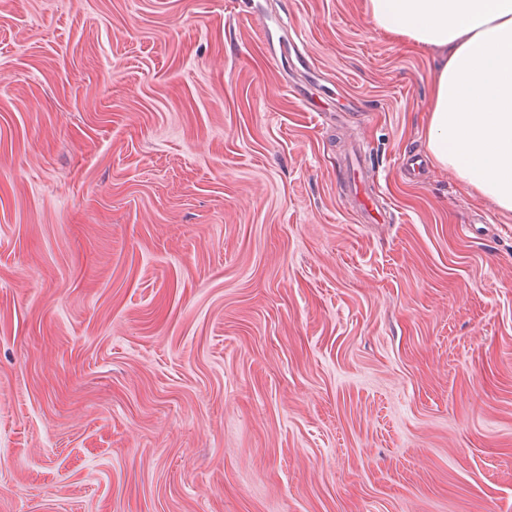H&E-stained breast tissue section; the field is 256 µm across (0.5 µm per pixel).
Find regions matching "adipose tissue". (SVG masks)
Returning a JSON list of instances; mask_svg holds the SVG:
<instances>
[{"mask_svg":"<svg viewBox=\"0 0 512 512\" xmlns=\"http://www.w3.org/2000/svg\"><path fill=\"white\" fill-rule=\"evenodd\" d=\"M400 47L435 52L427 149L469 193L512 212V0H364Z\"/></svg>","mask_w":512,"mask_h":512,"instance_id":"1","label":"adipose tissue"}]
</instances>
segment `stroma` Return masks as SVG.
Masks as SVG:
<instances>
[{
    "label": "stroma",
    "instance_id": "obj_1",
    "mask_svg": "<svg viewBox=\"0 0 512 512\" xmlns=\"http://www.w3.org/2000/svg\"><path fill=\"white\" fill-rule=\"evenodd\" d=\"M435 69L360 0H0V512H512V213ZM351 185L358 207L368 214L374 212L383 222L386 211L378 205L380 191L375 188L373 180L364 183L355 172L351 176Z\"/></svg>",
    "mask_w": 512,
    "mask_h": 512
}]
</instances>
